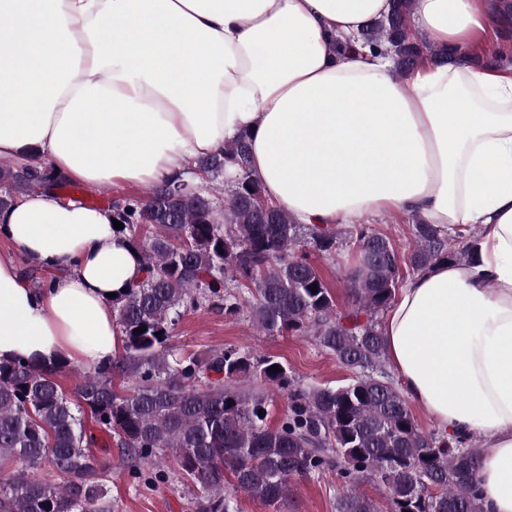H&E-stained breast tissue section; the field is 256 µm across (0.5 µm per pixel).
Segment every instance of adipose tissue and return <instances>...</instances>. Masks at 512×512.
<instances>
[{"instance_id": "obj_1", "label": "adipose tissue", "mask_w": 512, "mask_h": 512, "mask_svg": "<svg viewBox=\"0 0 512 512\" xmlns=\"http://www.w3.org/2000/svg\"><path fill=\"white\" fill-rule=\"evenodd\" d=\"M391 0H0V166L156 185L249 132L265 196L302 224L422 217L479 226L384 316L387 356L445 437L479 440L483 512H512V65L498 0H414L408 38L450 58L399 76L358 45ZM355 45L338 54L336 41ZM111 209L50 191L0 210V358L94 366L119 349L112 297L140 279ZM50 271L43 288L19 259Z\"/></svg>"}]
</instances>
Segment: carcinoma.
<instances>
[{
	"instance_id": "obj_1",
	"label": "carcinoma",
	"mask_w": 512,
	"mask_h": 512,
	"mask_svg": "<svg viewBox=\"0 0 512 512\" xmlns=\"http://www.w3.org/2000/svg\"><path fill=\"white\" fill-rule=\"evenodd\" d=\"M411 5L393 0L391 13L362 34L375 52L387 46L401 71L426 57L447 61L407 38ZM194 170L201 179L224 177L223 185L185 190L184 179L174 177L143 198L111 203L123 223L117 233L137 250L142 270L112 302L122 343L112 363L84 370L72 398L59 383L72 370L66 358L0 360V461L18 465L0 481V512H112L107 468L91 452L99 433L116 445L136 483L168 479L165 465L174 461L180 478L196 487L194 512H237L238 491L277 510L292 479L326 470L345 482L336 512H382L359 492L363 479L385 486L390 512H482L476 449L423 432L404 394L380 373L386 347L379 316L395 301L399 268L414 275L469 257L470 246L456 253L442 229L418 222L401 253L370 226H354L353 307L339 314L306 251L332 252L339 232L267 208L248 134L196 160ZM70 186L48 166L1 168L0 208L23 194ZM200 308L245 311L268 336L310 335L352 377L337 388H304L272 357L236 348L180 353L172 329ZM139 327L146 331L134 333ZM270 387L288 399L275 427L268 424ZM47 467L62 483L42 477Z\"/></svg>"
}]
</instances>
